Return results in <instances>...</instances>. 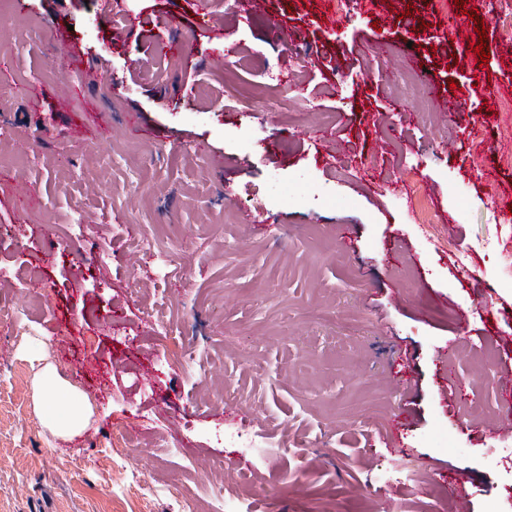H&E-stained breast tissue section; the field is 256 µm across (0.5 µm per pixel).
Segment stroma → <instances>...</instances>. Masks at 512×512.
<instances>
[{
    "instance_id": "35a3bbf8",
    "label": "stroma",
    "mask_w": 512,
    "mask_h": 512,
    "mask_svg": "<svg viewBox=\"0 0 512 512\" xmlns=\"http://www.w3.org/2000/svg\"><path fill=\"white\" fill-rule=\"evenodd\" d=\"M374 2L123 0L133 29L117 40L111 0L14 10L0 43V512H178L191 495L214 512L189 463L214 456L227 467L210 479L255 512H512V470L484 454L512 446L496 431L512 359V31L497 16L512 0ZM168 24L192 55L165 52ZM52 29L80 58L74 110L94 104L103 136L57 106L69 68ZM415 62L426 125L417 99L389 93ZM131 112L141 133L124 129ZM419 203L434 223H417ZM143 240L167 262L140 258ZM160 322L195 369L160 364ZM34 330L92 401L90 440L53 437L35 413ZM451 342L455 407L439 375ZM406 406L415 420L386 440ZM243 423L276 453H239L224 431ZM119 427L129 447H113ZM175 440L185 457L167 453ZM132 469L160 494L129 489ZM457 471L473 484L464 509L440 492Z\"/></svg>"
}]
</instances>
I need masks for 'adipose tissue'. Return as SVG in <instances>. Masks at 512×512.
<instances>
[{"label": "adipose tissue", "mask_w": 512, "mask_h": 512, "mask_svg": "<svg viewBox=\"0 0 512 512\" xmlns=\"http://www.w3.org/2000/svg\"><path fill=\"white\" fill-rule=\"evenodd\" d=\"M31 344L37 351L38 364L33 403L44 428L63 440L82 434L92 423L95 414L92 404L58 373L44 350L42 339L32 337Z\"/></svg>", "instance_id": "obj_1"}]
</instances>
